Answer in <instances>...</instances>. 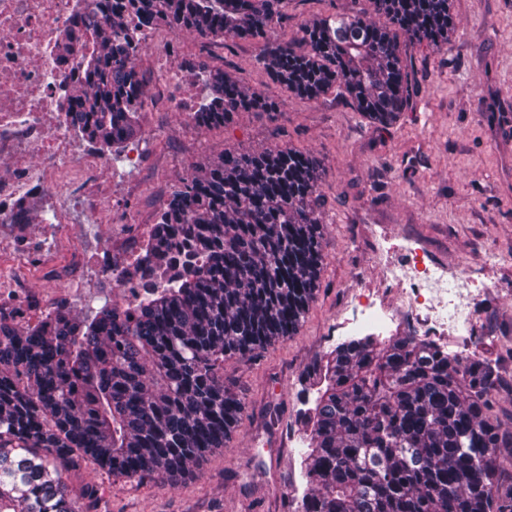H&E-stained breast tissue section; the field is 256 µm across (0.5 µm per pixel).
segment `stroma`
I'll return each mask as SVG.
<instances>
[{
	"label": "stroma",
	"mask_w": 512,
	"mask_h": 512,
	"mask_svg": "<svg viewBox=\"0 0 512 512\" xmlns=\"http://www.w3.org/2000/svg\"><path fill=\"white\" fill-rule=\"evenodd\" d=\"M364 0H288L283 39L332 12L353 13ZM456 27L447 43L401 39L415 66L417 93L390 126L370 122L344 96L298 99L273 82L254 40L223 42L179 32L178 84L186 112L149 106L133 141L140 165L124 154L107 173L112 206L154 224L193 168L227 150L276 146L307 150L321 176L323 265L298 332L257 354L224 361V382L245 408L224 449L194 476L175 482L128 479L90 461L70 468L72 495L95 484L92 512H294L308 484L302 465V415L315 390L304 372L339 343L369 335L361 311L375 303L393 313L380 338L419 336L402 292L385 277L407 244L433 263L468 267L473 284L460 302L469 322L434 342L459 359L500 363L496 415L512 429V0H452ZM221 68L279 101L275 114L241 112L221 129L190 120L208 94L202 68Z\"/></svg>",
	"instance_id": "obj_1"
}]
</instances>
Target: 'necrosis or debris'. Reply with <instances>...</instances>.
Listing matches in <instances>:
<instances>
[{
    "mask_svg": "<svg viewBox=\"0 0 512 512\" xmlns=\"http://www.w3.org/2000/svg\"><path fill=\"white\" fill-rule=\"evenodd\" d=\"M75 0H0V224L22 223L29 199L45 194L56 200L53 232L59 241L48 250L43 237L0 243V320L20 324L41 318L57 288L82 293L89 271L125 297L139 284L112 256L90 259L72 237L71 199L92 196L90 219L110 226L116 248L135 261L148 248L151 227L109 206L106 173L110 159L89 151L71 136L73 117L62 109L65 93L81 78L77 58L59 62L57 38L77 25ZM387 279L406 288L407 312L423 330L466 324L457 298L468 287L463 270L425 262L417 249L386 266Z\"/></svg>",
    "mask_w": 512,
    "mask_h": 512,
    "instance_id": "4bbe7bcc",
    "label": "necrosis or debris"
}]
</instances>
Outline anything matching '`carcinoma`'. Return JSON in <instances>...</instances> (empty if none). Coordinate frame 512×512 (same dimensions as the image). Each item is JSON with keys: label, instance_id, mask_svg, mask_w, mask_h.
Masks as SVG:
<instances>
[{"label": "carcinoma", "instance_id": "carcinoma-1", "mask_svg": "<svg viewBox=\"0 0 512 512\" xmlns=\"http://www.w3.org/2000/svg\"><path fill=\"white\" fill-rule=\"evenodd\" d=\"M373 13H331L277 35L287 0H93L82 22L83 80L67 108L103 152L135 138L147 87L137 34L164 27L263 43L259 62L294 96L335 89L371 122L392 124L413 83L398 36L448 42L449 0H369ZM382 16L381 24L373 16ZM191 114L206 129L278 103L213 68ZM322 194L308 151L226 150L170 196L147 258L167 265L169 241L189 266L129 304L81 320L59 306L30 328L0 322V512H89L97 489L73 498L64 474L80 460L132 479L193 473L235 428L240 396L218 362L244 357L299 328L322 266ZM309 488L297 512H512V476L497 458L512 432L492 415L498 372L461 366L413 337L336 346L305 372Z\"/></svg>", "mask_w": 512, "mask_h": 512}]
</instances>
